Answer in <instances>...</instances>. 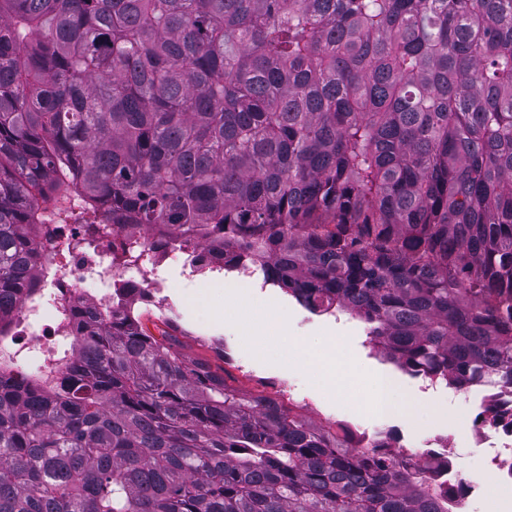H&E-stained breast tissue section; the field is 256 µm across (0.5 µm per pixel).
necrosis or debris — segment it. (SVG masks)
<instances>
[{"mask_svg":"<svg viewBox=\"0 0 512 512\" xmlns=\"http://www.w3.org/2000/svg\"><path fill=\"white\" fill-rule=\"evenodd\" d=\"M159 230L143 227L144 260L127 265L113 264V247L117 241L111 225L100 227L98 245L93 250L82 246L83 225H59L46 216L35 225L33 234L50 262L53 274L32 299L25 301L10 324V337L0 342V367L36 374L53 363L72 357L74 341L65 312L86 309L107 316L112 312L114 297H122L128 310L152 304L165 310L169 301L167 280L161 266L178 268L183 276H199L184 249L167 246L156 253ZM455 442L452 436H438L433 445L420 449L399 444L398 449L409 462L429 463L448 484L455 497L451 512H467L479 494L478 482L464 479L454 471L452 459ZM476 453L486 458L498 482L512 484V430L498 428L482 432L475 441Z\"/></svg>","mask_w":512,"mask_h":512,"instance_id":"necrosis-or-debris-1","label":"necrosis or debris"}]
</instances>
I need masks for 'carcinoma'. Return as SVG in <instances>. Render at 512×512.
<instances>
[{"label": "carcinoma", "instance_id": "obj_1", "mask_svg": "<svg viewBox=\"0 0 512 512\" xmlns=\"http://www.w3.org/2000/svg\"><path fill=\"white\" fill-rule=\"evenodd\" d=\"M73 196L119 261L157 225L413 377L512 389V0H0V338ZM71 325L60 375L0 370V512H448L138 314Z\"/></svg>", "mask_w": 512, "mask_h": 512}]
</instances>
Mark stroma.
I'll list each match as a JSON object with an SVG mask.
<instances>
[{
    "mask_svg": "<svg viewBox=\"0 0 512 512\" xmlns=\"http://www.w3.org/2000/svg\"><path fill=\"white\" fill-rule=\"evenodd\" d=\"M169 285L168 294L176 309L175 314L164 315L147 310L141 313V321L151 334L157 336L166 326L175 327L187 352L223 367L229 383L243 391L255 393L264 389L261 380L244 377L239 372L238 363L249 361L267 376L298 384L324 416L365 427L375 425L376 419L371 411L348 408L347 399L336 397L320 377L305 374L297 366L308 351L321 345L322 327L332 322V315H311L297 303H290L286 318L291 343L272 338L264 344V356L259 359L254 355L249 329L264 317V309L250 303H239L236 296L225 293L223 287L216 285L215 275L211 272L203 280L193 282L174 273L170 276ZM474 418L470 400L460 392L448 412L432 413L427 423L414 427L407 426L403 418L397 417L392 421V430L422 448L435 436L453 435L456 464L462 476L468 478L473 469L481 465L480 459L470 449L477 432Z\"/></svg>",
    "mask_w": 512,
    "mask_h": 512,
    "instance_id": "1",
    "label": "stroma"
}]
</instances>
